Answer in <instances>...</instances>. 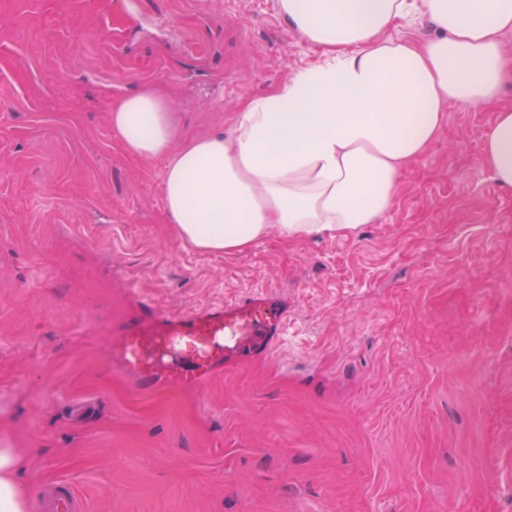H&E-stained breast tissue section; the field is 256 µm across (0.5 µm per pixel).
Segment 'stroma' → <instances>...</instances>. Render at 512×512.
Returning a JSON list of instances; mask_svg holds the SVG:
<instances>
[{
  "label": "stroma",
  "mask_w": 512,
  "mask_h": 512,
  "mask_svg": "<svg viewBox=\"0 0 512 512\" xmlns=\"http://www.w3.org/2000/svg\"><path fill=\"white\" fill-rule=\"evenodd\" d=\"M276 0H0V448L85 512H512V189L482 164L512 82L450 106L394 203L348 235L184 247L165 162L110 122L153 86L177 142L319 62ZM263 294L254 355L143 387L157 317Z\"/></svg>",
  "instance_id": "1"
}]
</instances>
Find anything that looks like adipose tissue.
<instances>
[{"label": "adipose tissue", "mask_w": 512, "mask_h": 512, "mask_svg": "<svg viewBox=\"0 0 512 512\" xmlns=\"http://www.w3.org/2000/svg\"><path fill=\"white\" fill-rule=\"evenodd\" d=\"M279 14L321 52L278 90L248 100L231 134L173 149L165 98L143 88L113 106L125 150L164 159L163 206L185 246L206 253L346 233L391 207L404 167L438 138L446 109L480 108L512 78L502 48L512 0H277ZM424 18L426 42L389 37ZM485 169L512 187V108L482 145ZM19 460L0 448V512H29Z\"/></svg>", "instance_id": "ef3b65f1"}]
</instances>
